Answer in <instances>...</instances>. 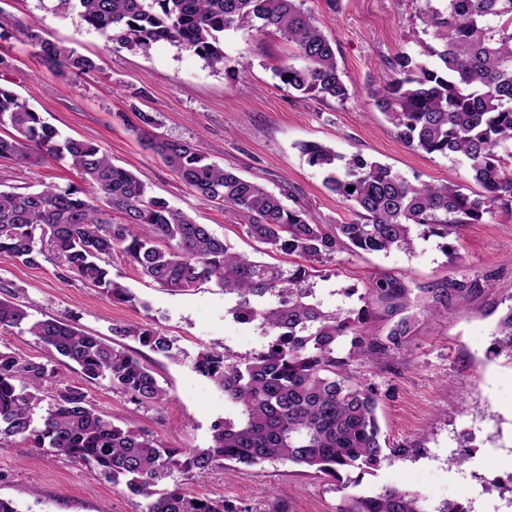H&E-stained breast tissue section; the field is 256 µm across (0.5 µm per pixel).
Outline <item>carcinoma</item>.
<instances>
[{
	"instance_id": "cac0c4a2",
	"label": "carcinoma",
	"mask_w": 512,
	"mask_h": 512,
	"mask_svg": "<svg viewBox=\"0 0 512 512\" xmlns=\"http://www.w3.org/2000/svg\"><path fill=\"white\" fill-rule=\"evenodd\" d=\"M55 9L78 13L89 27L125 47L146 52L169 41L213 65L224 63V32L248 24L295 46L303 64L278 67L275 76L283 84L322 99L350 96L336 48L305 0H56ZM419 20L430 42L415 54L394 57L390 74L369 90L370 105L407 146L463 158L478 192L466 193L454 183L414 184L360 154L346 160L325 145L308 143L302 154L323 169L324 186L347 201L353 214L346 224H321L308 209L286 204L282 195L224 169L193 146L154 135L155 120L138 113L141 125L133 131L142 145L200 199L231 213L249 237L298 257L288 269L235 251L209 225L151 195L145 180L114 165L93 143L61 138L26 101L0 85V128L13 129L0 136V159L26 168L66 159L92 188L90 194L71 184L26 193L0 190V255L29 266L52 255L64 272L124 303L136 302V296L112 279L117 256L172 292L211 282L236 298L235 320L258 321L270 337L263 351L239 360L215 348L198 353L193 369L221 387L240 415L214 422L211 445L188 453L138 428L115 425L79 388L58 391L37 413L42 387L58 369L50 360L0 349V440L11 439L23 451L50 448L115 484L125 481L145 501L141 512H251L222 496L197 497L186 486L196 474L226 461L275 460L341 481L344 473L376 468L386 450L391 456L409 452L381 446L376 415L381 391L355 380L350 369L403 343L404 319L386 338L373 335L369 298L402 311L411 306L407 290L378 280L366 289L358 311L330 312L314 301L313 279L338 252L410 251L415 227L446 237L466 224L483 223L499 209L512 212V153L498 152L512 142V0H424ZM18 35L49 70L88 77L98 70L93 58L43 37L38 21L0 9V40ZM110 211L122 214L121 221L109 219ZM482 291L478 275L453 279L435 290L429 311L439 314ZM268 296L277 298L275 304H266ZM14 328L65 358L90 384L106 380L137 404L164 401L152 369L124 346L66 318L31 321L21 306L1 299L0 330ZM113 332L173 357L172 340L157 331ZM344 342L349 349L342 356ZM492 353L512 361V304L497 322ZM175 472L181 480L158 491ZM337 512L423 509L419 495L390 488L350 495Z\"/></svg>"
}]
</instances>
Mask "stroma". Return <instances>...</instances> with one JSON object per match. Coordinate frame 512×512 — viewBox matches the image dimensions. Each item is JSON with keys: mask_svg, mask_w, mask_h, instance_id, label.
Listing matches in <instances>:
<instances>
[{"mask_svg": "<svg viewBox=\"0 0 512 512\" xmlns=\"http://www.w3.org/2000/svg\"><path fill=\"white\" fill-rule=\"evenodd\" d=\"M53 0H0L18 18H37L45 36L96 60L95 76L65 75L43 67L23 40L0 44L9 67L0 84L55 127L101 148L113 164L140 176L153 194L209 225L218 238L253 259L291 266V256L265 250L236 219L184 186L133 131L138 112L150 113L154 134L195 146L224 169L273 192L292 194L324 224L350 221L345 202L323 186L300 144L318 142L343 156L359 153L392 167L409 181L455 183L473 191L462 158L406 147L381 113L369 105L368 85L389 71L401 51L416 52L427 36L417 18L421 0H306L305 6L336 47V60L352 91L345 101L303 95L274 71L295 58L280 35L243 27L224 34V62L213 66L180 45L160 41L141 52L107 40L77 13L54 11ZM67 161L36 168L0 160V188L33 191L46 184H80ZM479 275L490 290L453 304L442 315L428 312L431 291L449 279ZM112 276L136 296L120 303L74 277H62L52 258L28 267L0 255V282L7 300L37 320L76 318L84 331L115 342L117 327L145 326L169 336L179 354L172 361L142 349L166 392L162 405L137 404L108 383L91 384L69 368L59 370L46 395L76 386L90 404L120 426L141 428L186 451L208 447L211 426L238 415L213 381L193 368L197 353L216 348L233 356L263 350L258 324L234 320L235 300L212 283L171 292L139 268L115 259ZM386 279L406 288L413 302L410 329L400 349L367 358L352 368L356 380L383 392L378 408L381 434L408 456L387 458L359 485L342 488L330 477L297 465L268 461L225 463L190 484L200 497H224L251 512H271L283 496L286 512H336L348 494H376L396 487L418 493L424 512L460 503L470 512H497L512 497L498 476L512 470V362L493 355L495 326L512 304V214L498 212L460 235L417 238L413 251L353 255L337 253L325 276L315 278L317 301L329 310L360 309L359 292ZM467 453L462 465L453 457ZM0 497L19 512H139V497L99 472L50 449L20 451L0 441Z\"/></svg>", "mask_w": 512, "mask_h": 512, "instance_id": "1", "label": "stroma"}]
</instances>
